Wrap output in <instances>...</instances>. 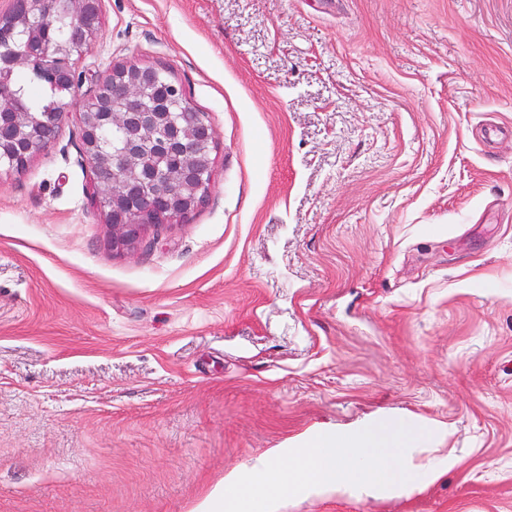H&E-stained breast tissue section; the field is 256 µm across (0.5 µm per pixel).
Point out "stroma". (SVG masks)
<instances>
[{"instance_id":"1","label":"stroma","mask_w":512,"mask_h":512,"mask_svg":"<svg viewBox=\"0 0 512 512\" xmlns=\"http://www.w3.org/2000/svg\"><path fill=\"white\" fill-rule=\"evenodd\" d=\"M217 135L186 223L116 251L78 112L0 173V512H195L328 429L424 422L412 493L512 512V0H102Z\"/></svg>"}]
</instances>
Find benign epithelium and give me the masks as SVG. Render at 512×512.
<instances>
[{"label": "benign epithelium", "mask_w": 512, "mask_h": 512, "mask_svg": "<svg viewBox=\"0 0 512 512\" xmlns=\"http://www.w3.org/2000/svg\"><path fill=\"white\" fill-rule=\"evenodd\" d=\"M19 4L24 6L27 24L41 31L42 42L38 50L14 56L12 64L30 71L38 82L50 88L61 80L68 83V106L81 108L82 154L91 170L110 166L114 157L102 148L98 135V128L106 123H134L144 138L176 156V165L157 172L150 182L127 176L113 179L102 176L97 180L92 199L105 215L112 247L130 249L138 244L146 228L184 222L206 201L212 187V169L203 170L188 161L196 141L215 148V131L207 115L196 111L182 86L170 79L167 88L180 100V111L165 114L166 122L159 123L160 113L152 111V106L144 102L143 82L133 77L135 73L151 74L154 67L134 63L114 66L92 94L76 97L79 84L73 60L97 41L102 29L101 0H72L69 18L75 36L65 44L55 45L48 41L50 26L34 13V0H11L9 9L0 13V26L15 17ZM6 100H17V94L11 87L0 85V142L9 137L14 143L22 144L31 158L51 138L45 137L41 128H31L25 112H5Z\"/></svg>", "instance_id": "benign-epithelium-1"}]
</instances>
